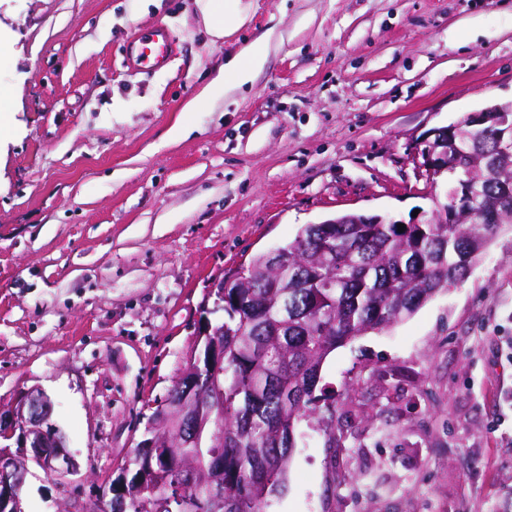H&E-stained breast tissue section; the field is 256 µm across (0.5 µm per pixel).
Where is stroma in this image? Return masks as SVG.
<instances>
[{"mask_svg": "<svg viewBox=\"0 0 512 512\" xmlns=\"http://www.w3.org/2000/svg\"><path fill=\"white\" fill-rule=\"evenodd\" d=\"M244 3L214 44L194 0H0V412L44 392L80 466L29 465L21 512H111L212 280L346 212H431L422 134L512 99V0ZM155 25L174 56L131 71ZM262 34L251 82L203 98ZM315 393L269 512H512V225Z\"/></svg>", "mask_w": 512, "mask_h": 512, "instance_id": "1", "label": "stroma"}]
</instances>
